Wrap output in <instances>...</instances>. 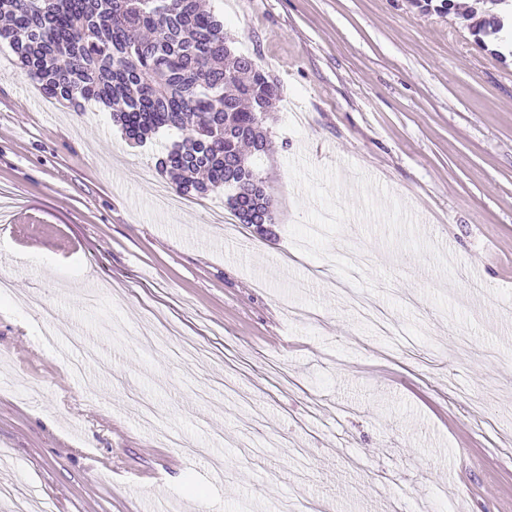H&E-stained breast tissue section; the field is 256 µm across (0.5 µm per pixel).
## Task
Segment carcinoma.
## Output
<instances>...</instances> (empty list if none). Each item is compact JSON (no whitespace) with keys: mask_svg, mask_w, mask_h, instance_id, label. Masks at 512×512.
Listing matches in <instances>:
<instances>
[{"mask_svg":"<svg viewBox=\"0 0 512 512\" xmlns=\"http://www.w3.org/2000/svg\"><path fill=\"white\" fill-rule=\"evenodd\" d=\"M510 1L477 0L464 20L495 37L500 17L482 4ZM2 42L46 97L102 103L127 140L178 133L159 162L178 194L231 186L227 204L240 223H273L249 156L267 152L263 120L278 87L202 0H0Z\"/></svg>","mask_w":512,"mask_h":512,"instance_id":"cac0c4a2","label":"carcinoma"}]
</instances>
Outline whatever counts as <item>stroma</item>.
Returning <instances> with one entry per match:
<instances>
[{
    "mask_svg": "<svg viewBox=\"0 0 512 512\" xmlns=\"http://www.w3.org/2000/svg\"><path fill=\"white\" fill-rule=\"evenodd\" d=\"M453 2L212 0L280 87L263 235L209 222L222 190L167 209L173 135L45 102L0 46V485L46 512H512V31ZM490 9L475 7L470 9L463 19L468 27L475 28L478 32H483L486 36L497 37L500 33V17L491 12Z\"/></svg>",
    "mask_w": 512,
    "mask_h": 512,
    "instance_id": "obj_1",
    "label": "stroma"
}]
</instances>
